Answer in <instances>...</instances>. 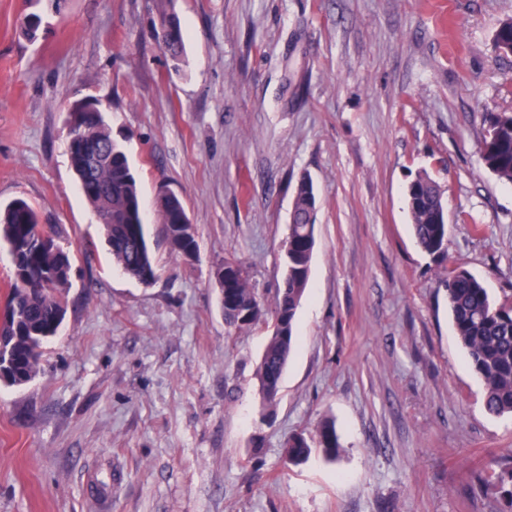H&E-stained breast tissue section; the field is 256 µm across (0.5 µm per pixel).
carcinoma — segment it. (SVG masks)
<instances>
[{
	"mask_svg": "<svg viewBox=\"0 0 512 512\" xmlns=\"http://www.w3.org/2000/svg\"><path fill=\"white\" fill-rule=\"evenodd\" d=\"M159 44L175 70L185 63V38L174 0H158ZM42 24L37 12L19 21L22 35L33 38ZM503 57L512 56V18L502 21L494 37ZM87 102H75L67 110L69 156L80 189L103 225L114 263L138 280L157 277L158 265L144 224L140 191L122 144L112 138L103 112H89ZM486 124L494 135L482 137L480 152L486 168L499 180L512 184V111L490 112ZM442 190L426 174L408 188L412 230L418 246L432 256L446 249L448 225L438 224ZM156 208L165 239L173 253L198 250L196 235L181 236L179 225L190 223L183 198L161 195ZM317 200L313 184L301 178L295 189L288 227V281L277 289L270 318L287 326V335L268 336L254 379L261 387L280 379L295 343L293 322L305 296L315 249ZM55 229L40 223L36 209L16 198L0 208V244L12 256L9 292L0 305V358L8 363L12 384L21 386L38 373L42 348L56 336L65 315L64 293L72 269L69 253L58 247L42 249L40 237L54 236ZM448 292V311L458 341L471 367L483 381L484 409L492 416L512 414V299H493L484 282L458 266L442 273ZM224 292V322L234 329L250 327L265 313L252 307L257 301L246 268L218 283ZM334 462L342 448L334 424L323 422L316 434L289 437L285 461L299 465L311 455V444Z\"/></svg>",
	"mask_w": 512,
	"mask_h": 512,
	"instance_id": "obj_1",
	"label": "carcinoma"
}]
</instances>
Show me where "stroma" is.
Returning <instances> with one entry per match:
<instances>
[{
	"instance_id": "obj_1",
	"label": "stroma",
	"mask_w": 512,
	"mask_h": 512,
	"mask_svg": "<svg viewBox=\"0 0 512 512\" xmlns=\"http://www.w3.org/2000/svg\"><path fill=\"white\" fill-rule=\"evenodd\" d=\"M186 63L155 0H0V205L30 202L72 263L66 314L27 384L0 383V512H512L472 469L512 452L483 409L441 269L512 297V185L482 161L512 110L495 49L512 0H175ZM43 15L36 40L19 19ZM100 103L156 245L145 285L112 262L71 169L65 123ZM443 190L448 255L417 245L406 187ZM317 195L296 345L269 417L253 378L266 324L224 323L215 280L248 270L262 308L284 274L297 182ZM179 193L197 258L163 240ZM334 420L343 451L284 463ZM158 15L160 19L159 44L174 69H180L185 63V38L175 11L174 0H158Z\"/></svg>"
}]
</instances>
